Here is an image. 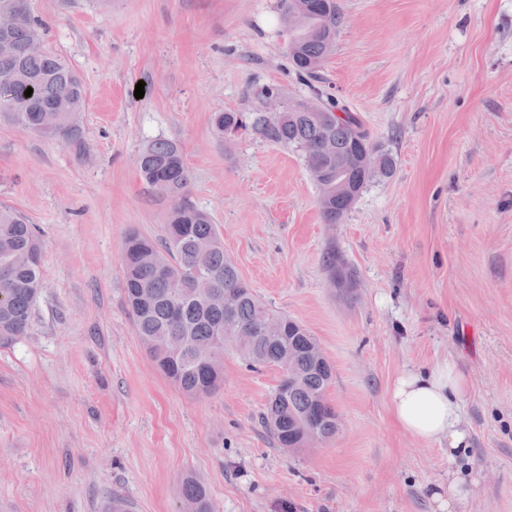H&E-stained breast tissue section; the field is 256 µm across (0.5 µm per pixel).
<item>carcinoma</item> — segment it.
I'll return each instance as SVG.
<instances>
[{"mask_svg":"<svg viewBox=\"0 0 512 512\" xmlns=\"http://www.w3.org/2000/svg\"><path fill=\"white\" fill-rule=\"evenodd\" d=\"M308 6L302 23L288 21L291 8ZM281 37L288 43L292 66L311 80L336 43L340 13L336 0H279ZM40 23L34 16L0 32V115L35 135L79 145L80 117L86 107L85 85L61 57L33 51ZM32 88L27 97L24 92ZM274 93L282 111L218 112V135L228 127L249 128L263 139L303 153L306 167L323 174L319 207L327 224H336L371 182L393 176V154L374 144L359 118L331 97L325 111L303 112L273 87L255 92L258 100ZM137 166L144 181L176 204L165 216L164 244L132 230L124 241V285L133 330L156 366L184 393L207 397L224 384V351L232 349L254 367H274L281 378L261 416L276 447L297 452L338 431L336 410L327 399L332 368L319 356L317 339L299 322L272 312L254 294L235 263L224 255V243L211 215L190 205L186 194L191 175L178 145L166 139L148 142ZM347 187L336 192V183ZM331 278L353 285L352 275L331 253ZM0 345L25 335L42 288L41 243L26 217L0 205ZM206 277L213 292L229 293L231 303L201 294L196 279ZM282 322L281 333L268 336L263 325ZM184 512H214L208 488L192 474L179 480Z\"/></svg>","mask_w":512,"mask_h":512,"instance_id":"1","label":"carcinoma"}]
</instances>
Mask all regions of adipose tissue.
<instances>
[{
  "label": "adipose tissue",
  "mask_w": 512,
  "mask_h": 512,
  "mask_svg": "<svg viewBox=\"0 0 512 512\" xmlns=\"http://www.w3.org/2000/svg\"><path fill=\"white\" fill-rule=\"evenodd\" d=\"M470 391L468 376L449 360L404 369L389 386L390 408L403 430L425 441L448 443V481L430 492L439 512H457L479 482L469 463V433L461 421Z\"/></svg>",
  "instance_id": "obj_1"
}]
</instances>
